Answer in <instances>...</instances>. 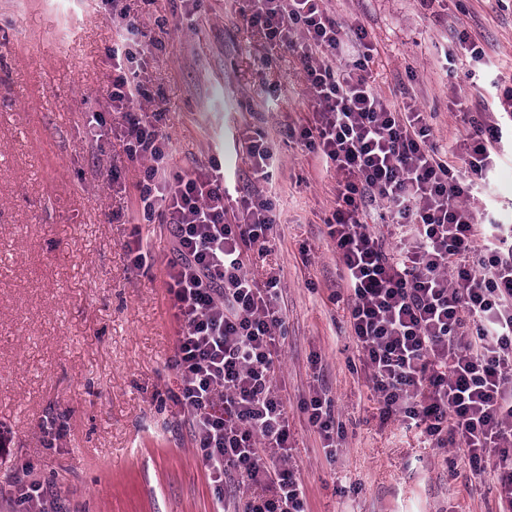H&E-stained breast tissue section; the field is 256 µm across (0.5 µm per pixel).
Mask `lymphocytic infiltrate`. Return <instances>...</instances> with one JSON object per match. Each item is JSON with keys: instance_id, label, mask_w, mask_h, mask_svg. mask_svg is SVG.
I'll use <instances>...</instances> for the list:
<instances>
[{"instance_id": "1", "label": "lymphocytic infiltrate", "mask_w": 512, "mask_h": 512, "mask_svg": "<svg viewBox=\"0 0 512 512\" xmlns=\"http://www.w3.org/2000/svg\"><path fill=\"white\" fill-rule=\"evenodd\" d=\"M324 2L256 0L251 23L274 44L299 37L315 118L298 139L336 169L325 223L379 417L457 449L474 474L493 469L501 512H512V225L471 205L489 183L503 130L454 99L468 130L462 167L450 164L425 112L384 102L365 32L347 34ZM140 34L127 22L112 45L109 97L128 158L152 162L140 206L148 216L165 207L168 216L174 257L165 288L178 327L173 398L191 415L216 502L238 480L251 491L247 512H305L273 384L284 325L280 279L271 272L259 282L246 268L247 249L269 241L272 205L257 195L230 209L215 162L163 176L168 138L157 113L139 106L146 92L135 61L153 46ZM372 201L387 205L394 248L362 222Z\"/></svg>"}]
</instances>
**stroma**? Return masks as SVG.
<instances>
[{
    "mask_svg": "<svg viewBox=\"0 0 512 512\" xmlns=\"http://www.w3.org/2000/svg\"><path fill=\"white\" fill-rule=\"evenodd\" d=\"M345 30L362 27L386 103L413 101L459 164L464 126L448 110L472 64L442 74L459 33L512 77V0H326ZM253 0H0V512H23L17 480L53 491L58 512H214L189 415L170 398L176 327L164 267L167 216L138 206L146 166L112 129L113 24L134 21L155 48L145 107L161 112L167 169L216 160L239 194L270 196L276 219L250 274H280L287 335L274 383L291 429L306 512H498L491 474L424 446L418 430L380 421L351 337L345 283L325 224L336 171L292 138L313 107L295 48L251 25ZM100 113L102 126L88 123ZM273 155L255 180L248 146ZM150 269L125 251L133 237ZM331 399L340 446L326 453L302 401ZM27 472H20V465Z\"/></svg>",
    "mask_w": 512,
    "mask_h": 512,
    "instance_id": "35a3bbf8",
    "label": "stroma"
}]
</instances>
